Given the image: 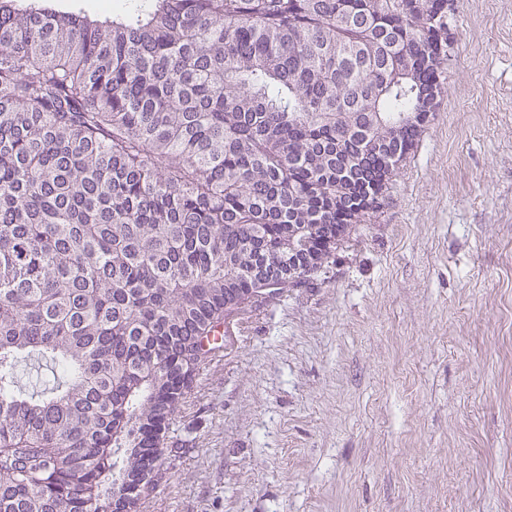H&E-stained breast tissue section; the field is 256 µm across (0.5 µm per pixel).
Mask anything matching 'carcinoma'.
Here are the masks:
<instances>
[{"mask_svg": "<svg viewBox=\"0 0 512 512\" xmlns=\"http://www.w3.org/2000/svg\"><path fill=\"white\" fill-rule=\"evenodd\" d=\"M456 10L0 0V512H109L214 329L315 279L380 206ZM33 356L41 392L18 380ZM39 2L57 12H82L90 16H99L101 18L105 16L112 17V11H120L121 2L117 8L112 9L111 12L98 11L90 1L92 0H42ZM21 385L26 391H41L52 383L53 377L50 367L38 358H31L23 364L21 371Z\"/></svg>", "mask_w": 512, "mask_h": 512, "instance_id": "cac0c4a2", "label": "carcinoma"}]
</instances>
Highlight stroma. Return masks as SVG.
I'll return each instance as SVG.
<instances>
[{
	"mask_svg": "<svg viewBox=\"0 0 512 512\" xmlns=\"http://www.w3.org/2000/svg\"><path fill=\"white\" fill-rule=\"evenodd\" d=\"M326 274L197 368L137 512H512V0Z\"/></svg>",
	"mask_w": 512,
	"mask_h": 512,
	"instance_id": "35a3bbf8",
	"label": "stroma"
}]
</instances>
